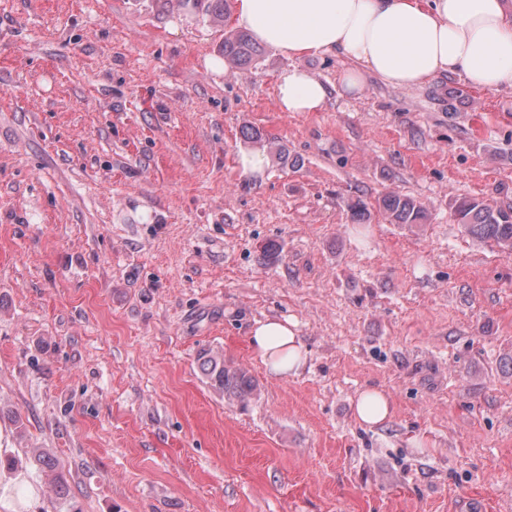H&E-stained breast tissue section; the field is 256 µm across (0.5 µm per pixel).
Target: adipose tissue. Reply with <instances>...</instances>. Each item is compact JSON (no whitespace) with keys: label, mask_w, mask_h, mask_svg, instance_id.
<instances>
[{"label":"adipose tissue","mask_w":512,"mask_h":512,"mask_svg":"<svg viewBox=\"0 0 512 512\" xmlns=\"http://www.w3.org/2000/svg\"><path fill=\"white\" fill-rule=\"evenodd\" d=\"M233 21L288 59L276 84L284 112L324 107L329 88L303 61L334 54L356 63L341 78L351 95L369 74L393 88L456 75L471 87L512 90V0H234ZM249 342L272 376L305 364L291 319L256 322Z\"/></svg>","instance_id":"adipose-tissue-1"}]
</instances>
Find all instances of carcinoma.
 Returning a JSON list of instances; mask_svg holds the SVG:
<instances>
[{
    "instance_id": "obj_1",
    "label": "carcinoma",
    "mask_w": 512,
    "mask_h": 512,
    "mask_svg": "<svg viewBox=\"0 0 512 512\" xmlns=\"http://www.w3.org/2000/svg\"><path fill=\"white\" fill-rule=\"evenodd\" d=\"M183 5L199 9L213 20L224 19L228 0H178ZM219 50L224 59L239 67L255 64L262 56L261 49L242 32H229ZM380 211L392 224H420L424 210L415 199L396 193H389L378 201ZM454 218L471 235L492 241L498 246L512 250V208L504 209L483 198L464 197L456 202ZM199 369L207 383L230 399L243 400L253 393L255 384L244 370L224 364V353L205 349L198 357ZM37 469L53 477L57 494L65 499L70 494L68 480L59 471V462L48 453L41 452L34 457Z\"/></svg>"
}]
</instances>
